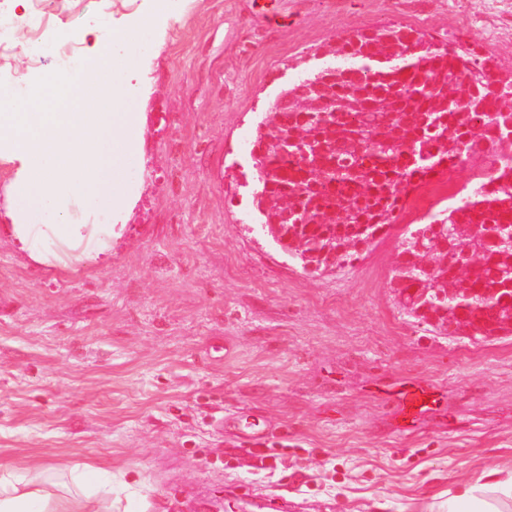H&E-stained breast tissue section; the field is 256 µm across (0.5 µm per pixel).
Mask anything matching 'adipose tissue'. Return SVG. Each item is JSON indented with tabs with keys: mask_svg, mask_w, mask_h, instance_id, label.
<instances>
[{
	"mask_svg": "<svg viewBox=\"0 0 512 512\" xmlns=\"http://www.w3.org/2000/svg\"><path fill=\"white\" fill-rule=\"evenodd\" d=\"M169 10V0H156L148 13L113 26L107 40H93L89 56L99 80L50 74L41 97L0 105V165L13 171L0 230L36 262L111 258L117 219L134 196L129 171L141 155L142 122L126 83L135 62L112 47L152 36ZM53 470L46 463L23 472L0 465V512H61ZM444 512H512V474L485 470L459 483Z\"/></svg>",
	"mask_w": 512,
	"mask_h": 512,
	"instance_id": "ef3b65f1",
	"label": "adipose tissue"
}]
</instances>
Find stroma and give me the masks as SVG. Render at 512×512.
<instances>
[{"label": "stroma", "mask_w": 512, "mask_h": 512, "mask_svg": "<svg viewBox=\"0 0 512 512\" xmlns=\"http://www.w3.org/2000/svg\"><path fill=\"white\" fill-rule=\"evenodd\" d=\"M11 30L0 94L61 42L153 0H47ZM453 35L512 73V0H175L133 57L137 193L112 262L45 266L0 234V464L112 472V512H440L458 482L512 471V336L413 322L389 284L408 225L444 196L409 186L387 237L313 274L255 237L247 150L271 100L355 30ZM434 389L414 430L402 391ZM259 422L244 440L218 420Z\"/></svg>", "instance_id": "stroma-1"}]
</instances>
